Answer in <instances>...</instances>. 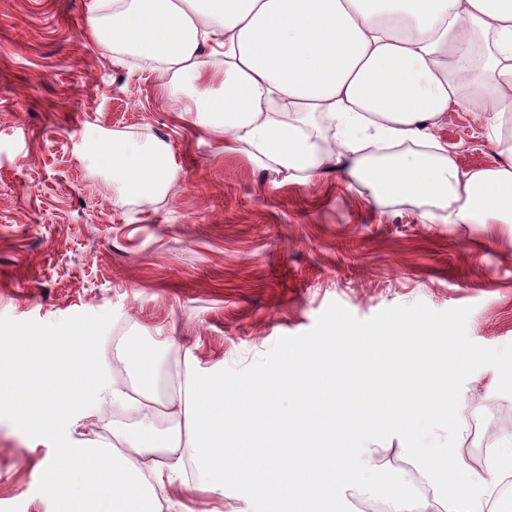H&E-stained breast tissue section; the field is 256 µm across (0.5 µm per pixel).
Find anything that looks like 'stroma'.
I'll return each instance as SVG.
<instances>
[{
	"label": "stroma",
	"instance_id": "35a3bbf8",
	"mask_svg": "<svg viewBox=\"0 0 512 512\" xmlns=\"http://www.w3.org/2000/svg\"><path fill=\"white\" fill-rule=\"evenodd\" d=\"M93 3L0 0V316L50 324L113 312L100 349L108 379L137 391L135 360L115 355L133 343L155 359L162 395L184 387L191 368L249 367L334 302L360 320L416 302L466 307L471 341L512 344V224H462L424 200L381 204L339 168L307 180L225 150L177 110L158 72L86 37ZM116 135L169 145L176 175L164 196L118 202L95 157ZM434 136L461 170L501 159L477 109L449 111ZM498 382L491 366L465 381L455 426L426 415L410 438L378 428L368 453L380 463L341 489L340 512L383 501L395 482L435 506L431 479L413 485V440L451 449L488 481L496 512H512V483L479 451L485 441L512 447V395ZM125 414L109 404L78 413L67 437L112 439ZM53 454L49 440L0 419V512H46L39 465ZM200 482L181 470L162 512H251L234 463L223 494Z\"/></svg>",
	"mask_w": 512,
	"mask_h": 512
}]
</instances>
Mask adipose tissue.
I'll list each match as a JSON object with an SVG mask.
<instances>
[{
    "instance_id": "obj_1",
    "label": "adipose tissue",
    "mask_w": 512,
    "mask_h": 512,
    "mask_svg": "<svg viewBox=\"0 0 512 512\" xmlns=\"http://www.w3.org/2000/svg\"><path fill=\"white\" fill-rule=\"evenodd\" d=\"M88 30L98 42L131 50L172 74L169 90L195 124L246 148L259 162L314 178L341 165L373 199L438 206L459 202L461 222L489 217L512 224V158L472 172L447 149L378 167L357 154L367 135L395 143L433 141L449 110L476 105L488 125H512V0H97ZM333 138L305 134L311 114ZM120 199L153 200L175 173L168 145L116 137L100 149ZM452 366L398 364L388 373L319 374L297 363L275 379L292 399L283 409L224 405V385L190 375L172 400L168 429L152 422L110 443L59 448L41 470L48 512H162L155 493L190 457L200 491L224 490V463L250 485L257 512H288L309 499L337 503L358 475L350 451L381 422L413 431L429 412L454 424ZM441 489L443 512H485L481 478L447 454L408 450Z\"/></svg>"
}]
</instances>
